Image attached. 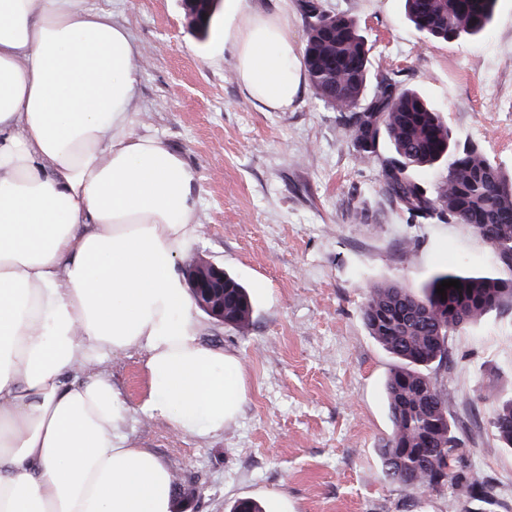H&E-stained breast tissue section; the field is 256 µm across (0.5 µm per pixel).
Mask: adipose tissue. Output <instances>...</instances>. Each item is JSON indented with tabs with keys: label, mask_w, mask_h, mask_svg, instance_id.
Masks as SVG:
<instances>
[{
	"label": "adipose tissue",
	"mask_w": 512,
	"mask_h": 512,
	"mask_svg": "<svg viewBox=\"0 0 512 512\" xmlns=\"http://www.w3.org/2000/svg\"><path fill=\"white\" fill-rule=\"evenodd\" d=\"M83 2L0 0V512H173V474L126 447L101 366L145 350L143 412L194 435L236 415L240 365L198 339L177 269L196 176L136 129L142 50ZM228 2L234 80L287 110L307 72L286 21Z\"/></svg>",
	"instance_id": "1"
}]
</instances>
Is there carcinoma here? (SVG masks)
Masks as SVG:
<instances>
[{
	"instance_id": "1",
	"label": "carcinoma",
	"mask_w": 512,
	"mask_h": 512,
	"mask_svg": "<svg viewBox=\"0 0 512 512\" xmlns=\"http://www.w3.org/2000/svg\"><path fill=\"white\" fill-rule=\"evenodd\" d=\"M497 0H404L406 18L448 42L486 33ZM308 35L304 64L315 95L338 113L360 160L381 172V190L413 221L465 224L489 245L490 272L452 269L431 277L421 293L390 281L371 287L364 323L397 361L386 382L392 431L381 448L386 475L421 492L467 484L487 501L493 488L471 473V451L454 434L448 399L427 370L448 359V337L512 304V174L475 146L453 141L439 113L392 70L371 76V46L350 17L303 0ZM431 170L435 183L419 177ZM461 288L437 293L444 280ZM253 304L245 288L224 276V323L242 326ZM496 436L512 448V399L496 403Z\"/></svg>"
}]
</instances>
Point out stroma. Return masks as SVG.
I'll list each match as a JSON object with an SVG mask.
<instances>
[{"mask_svg": "<svg viewBox=\"0 0 512 512\" xmlns=\"http://www.w3.org/2000/svg\"><path fill=\"white\" fill-rule=\"evenodd\" d=\"M322 3L359 21L371 72L398 71L457 143L512 168V0H497L484 35L452 42L417 31L402 0ZM84 5L111 11L144 46L143 130L197 178L201 233L192 253L223 266L254 301L244 327L195 314L200 341L240 362L244 399L221 432L184 435L142 412L144 352L106 364L132 408L122 429L129 444L152 450L197 490L174 512H231L243 498L278 512H512V450L492 427L495 400L512 398V309L449 336L447 365L430 370L476 477L494 488L487 505L456 486L415 493L386 477L385 382L396 361L361 317L374 284L417 293L439 270H487L489 246L462 224L411 222L311 88L288 111H263L232 77L224 13L202 39L182 0Z\"/></svg>", "mask_w": 512, "mask_h": 512, "instance_id": "obj_1", "label": "stroma"}]
</instances>
